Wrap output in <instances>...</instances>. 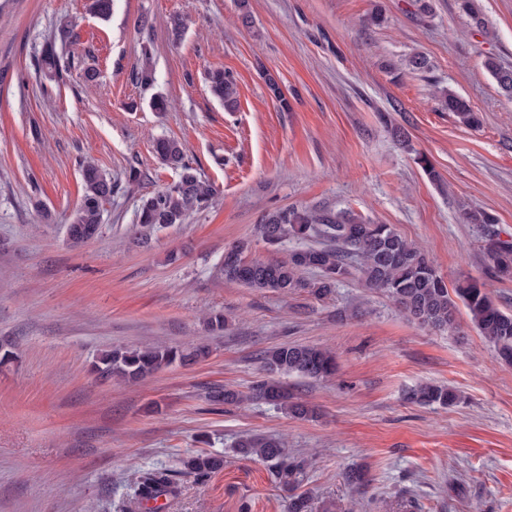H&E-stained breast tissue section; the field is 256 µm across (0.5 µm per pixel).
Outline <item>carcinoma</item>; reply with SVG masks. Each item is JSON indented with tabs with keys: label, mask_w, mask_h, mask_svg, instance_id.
Returning <instances> with one entry per match:
<instances>
[{
	"label": "carcinoma",
	"mask_w": 512,
	"mask_h": 512,
	"mask_svg": "<svg viewBox=\"0 0 512 512\" xmlns=\"http://www.w3.org/2000/svg\"><path fill=\"white\" fill-rule=\"evenodd\" d=\"M459 9L471 24L485 25L480 0H457ZM72 34L61 26L58 36L47 41L38 64L49 80L57 81L69 62L63 60L56 42H66ZM484 67L506 95L512 94V69L489 58ZM212 94L224 109L238 107V88L234 76L224 69L208 71ZM441 107L454 113L468 127L481 125V115L469 102L449 88L436 91ZM154 151L166 165L180 170L173 185L143 200L137 215L138 223L167 226L183 223L191 214L207 209L215 196L214 188L201 181L186 161L181 143L169 137L155 141ZM83 199L71 214L67 235L70 244L81 246L97 237L103 224V203L112 197L117 184L93 164L82 169ZM468 223L476 226L482 242L488 269L493 280H512V240H503L496 228V219L486 211L467 214ZM257 229L271 247L288 239L301 245L293 248L283 260L249 259V243L242 241L224 250L218 273L227 282L241 284L258 291L280 294L310 289L327 295L333 288L356 275L363 283L394 300L401 310L420 326L437 330L457 329L459 306L468 310L470 320L499 358L512 364V313L502 311L494 302L490 284L463 279L455 288L439 273L428 255L405 238L391 224H378L351 212L320 208H281L261 216ZM314 271L318 279L310 282L303 274ZM209 356L202 344L178 346H143L114 348L104 352L94 364V372L103 380L117 379L139 383L174 364L189 365ZM267 377L258 380L247 393L230 387L209 393L213 406L234 405L248 399L273 404L289 415L305 419L315 414L308 404L294 400L288 389L276 379L278 375L296 374L324 380L336 372V360L327 349L297 343H283L263 355ZM410 399L427 406L448 407L460 401L459 394L442 385H421L413 389ZM235 448L264 463L276 482L290 492L288 512H309L308 498L295 493L308 460L288 453L284 442L275 436L256 435L240 438ZM179 473L206 478L218 472L224 459L218 454H197L179 460ZM131 490L137 504L156 501L164 496L175 498L180 486L167 469L138 471Z\"/></svg>",
	"instance_id": "carcinoma-1"
}]
</instances>
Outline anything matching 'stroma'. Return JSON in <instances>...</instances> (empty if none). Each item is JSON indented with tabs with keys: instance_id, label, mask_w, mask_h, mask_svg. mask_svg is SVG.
<instances>
[{
	"instance_id": "35a3bbf8",
	"label": "stroma",
	"mask_w": 512,
	"mask_h": 512,
	"mask_svg": "<svg viewBox=\"0 0 512 512\" xmlns=\"http://www.w3.org/2000/svg\"><path fill=\"white\" fill-rule=\"evenodd\" d=\"M484 28L457 0H114L104 21L89 0H0V512H130L135 472L175 468L218 453L211 477L179 476L164 512H288V494L266 465L234 452L245 433L276 434L309 457L300 492L312 512H512V366L470 321L441 333L411 322L358 277L334 293L254 291L217 274L225 248L246 240L248 258L279 260L256 227L266 211L348 209L391 224L423 247L455 284L488 280L480 237L463 220L481 209L512 236V98L484 68H512V0H480ZM381 24H370L374 12ZM151 31L139 27L141 15ZM188 25L173 43L167 20ZM74 61L62 80L37 59L58 27ZM150 53L155 81L136 72ZM414 53L424 72L406 68ZM97 84L85 85L83 67ZM237 79L225 111L208 70ZM278 80L291 108L264 80ZM444 86L480 112L471 128L431 95ZM158 95L167 111L150 107ZM405 129L403 148L391 126ZM177 139L196 175L216 190L186 223L147 229L143 199L175 182L157 137ZM439 172L431 182L415 163ZM94 160L118 190L100 234L71 247L66 227L83 196L81 163ZM141 173L128 181L130 169ZM223 312L224 334L203 316ZM202 340V362L166 368L137 384L104 381L92 363L115 346ZM284 342L331 349L336 374L296 376L294 397L318 417L288 416L261 402L213 409L207 394L245 391L265 376L264 351ZM423 383L461 395L448 408L411 402ZM366 483L352 487L347 469Z\"/></svg>"
}]
</instances>
